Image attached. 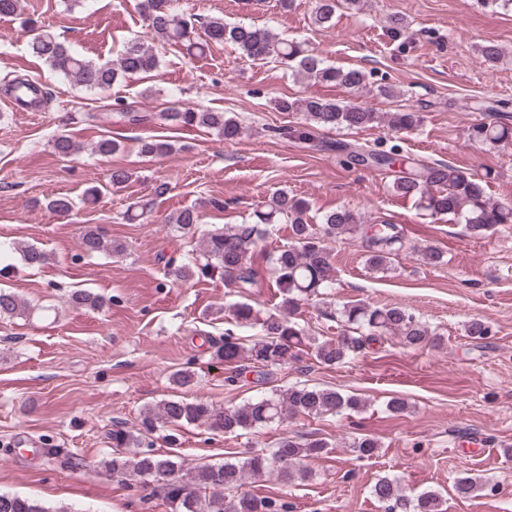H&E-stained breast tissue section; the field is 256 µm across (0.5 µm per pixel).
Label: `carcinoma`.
Here are the masks:
<instances>
[{
  "label": "carcinoma",
  "mask_w": 512,
  "mask_h": 512,
  "mask_svg": "<svg viewBox=\"0 0 512 512\" xmlns=\"http://www.w3.org/2000/svg\"><path fill=\"white\" fill-rule=\"evenodd\" d=\"M358 3L359 0H315L312 23L328 28L339 7H356ZM139 11L156 36L182 44L192 54H204L213 43H230L249 60L286 63L299 75L348 91V100L319 97L277 100L278 111L305 115V126L291 131L284 128L285 136L292 134L312 141L321 128L359 130L384 123L398 133L413 131L421 124V113L413 108L379 113L355 101L367 86L368 75L363 70L327 65L301 43L284 41L266 28L229 24L213 17L203 22L204 37L201 38L195 36L190 23L172 7V0H140ZM29 48L57 75L89 91H104L119 77L148 73L159 66L157 54L138 42L128 44L115 62L87 59L59 36L44 29L31 40ZM115 110L119 120L127 125L148 122V116L125 103L116 104ZM165 119L175 124L214 129L226 140L241 134L239 123L222 112L176 110L165 113ZM467 136L475 144L498 146L512 140V128L503 122H477L468 127ZM350 148L369 165L392 171V188L396 193L415 200L419 208L432 216L461 218L473 236L482 237L499 224H512V205L491 201L486 195V180L482 175L464 171L445 160L427 161L402 155L396 145L382 149L377 145L354 143L343 145L342 150ZM54 149L63 157L80 152L79 145L64 134L56 136ZM171 149V144L160 140L139 142V153L144 156L161 155ZM309 212L306 200L278 189L254 211L252 222L226 224L206 234L201 239L199 256L191 261L180 264L173 258L167 261L169 265H177L175 275L179 280L207 278L218 273L224 278V287L240 294L248 293L260 285L255 249L266 234L267 226L280 222L289 225L291 242L268 257L269 272L279 288L280 302L264 315L247 302L232 304L224 337L210 343L211 361L231 370V375L225 378L228 383L235 382L247 371L266 377L274 369L300 362L302 355L309 353L322 365H343L366 354L368 348L383 342L388 335L412 349L434 345L440 340V334L405 307L377 306L364 300L321 311L323 319L342 324L338 336L322 340L309 334L298 322L299 309L312 298L336 287V266L327 242L361 236L366 248V265L376 272L388 270L392 259L409 250L403 231L395 224L384 221L363 225L351 211L342 208L323 214L320 222L314 224ZM199 221L198 212L190 208L169 218V223L185 233L195 230ZM81 248L88 255L110 253L112 241L99 229L89 228L82 235ZM20 252L28 266H41L48 260V255L34 246H25ZM417 254L430 266L443 262V252L431 245L417 249ZM68 299L78 307L95 309L104 305L101 296L88 290H75ZM26 310V303L17 294L0 288L1 318L23 316ZM242 328L258 330L259 338L248 344L242 342L238 334ZM465 333L474 341H482L491 335V328L485 321L473 318L467 322ZM366 407V401L356 395L302 382L222 411L198 400L169 398L145 408L140 413L139 428L112 427L108 438L116 453L106 462V468L117 476L134 477L143 485L159 484L171 512H225L224 502L228 499L233 501L234 512H289L290 504L242 491L240 487L270 474L284 483L309 479L311 471L307 463L332 450L325 440L303 435L283 437L271 450L253 448L235 462L199 466L184 473L177 461L151 448L150 436L165 424H199L213 432L238 436L244 432L256 433L287 416H338L360 413ZM352 448L359 458H371L378 453L381 444L378 439L364 435L353 442ZM230 488L238 492L228 498L224 490ZM454 489L459 497L469 498L481 490V485L471 477H459ZM371 494L384 512H445L441 493L426 490L409 497L395 478L377 479ZM0 512L48 510L27 498L0 493Z\"/></svg>",
  "instance_id": "carcinoma-1"
}]
</instances>
